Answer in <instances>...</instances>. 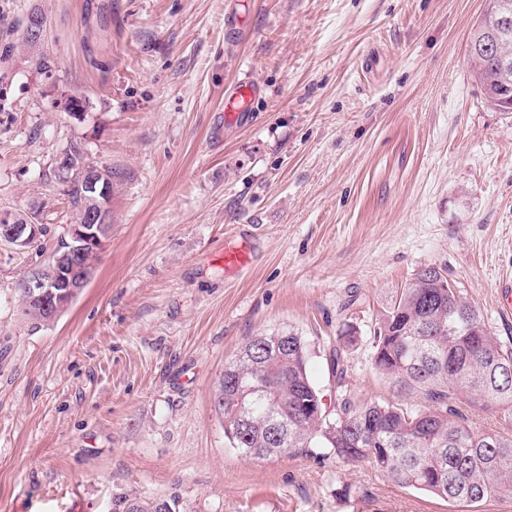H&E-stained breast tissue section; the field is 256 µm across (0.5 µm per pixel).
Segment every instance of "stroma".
<instances>
[{"label": "stroma", "instance_id": "1", "mask_svg": "<svg viewBox=\"0 0 512 512\" xmlns=\"http://www.w3.org/2000/svg\"><path fill=\"white\" fill-rule=\"evenodd\" d=\"M484 6L0 0V211L49 228L0 244V512H105L121 492L183 512H461L325 448L242 456L211 398L251 336L291 328L327 407L349 330L352 400H396L366 338L427 265L512 348V112L485 104L466 51ZM242 81L261 88L245 124L224 116ZM65 92L90 108L63 111ZM72 141L123 183L93 279L34 329L15 284L71 221L54 159ZM230 241L253 256L237 275Z\"/></svg>", "mask_w": 512, "mask_h": 512}]
</instances>
